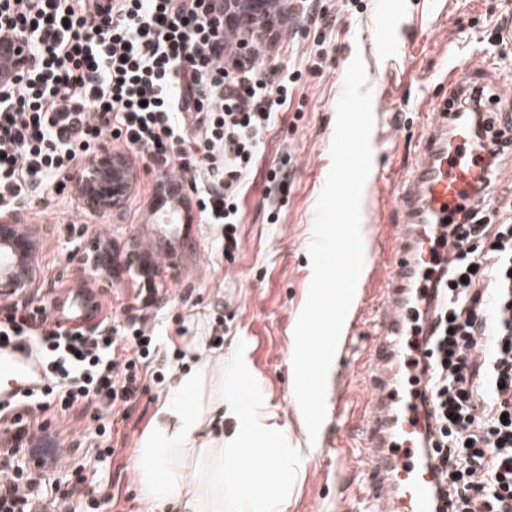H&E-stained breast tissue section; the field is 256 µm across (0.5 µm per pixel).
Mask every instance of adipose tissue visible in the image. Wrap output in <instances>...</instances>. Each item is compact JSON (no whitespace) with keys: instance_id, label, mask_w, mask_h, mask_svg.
I'll return each instance as SVG.
<instances>
[{"instance_id":"obj_1","label":"adipose tissue","mask_w":512,"mask_h":512,"mask_svg":"<svg viewBox=\"0 0 512 512\" xmlns=\"http://www.w3.org/2000/svg\"><path fill=\"white\" fill-rule=\"evenodd\" d=\"M250 371L245 354H237L228 367L234 390L209 403L203 400L207 362H195L172 378L137 458L136 482L146 512H160L170 504L179 512H286L288 496L312 451L289 447L287 435L268 424L262 401L249 385ZM221 417L232 420L231 432L213 430ZM246 433L267 446L274 463L269 490L262 495L249 490V475L241 466Z\"/></svg>"}]
</instances>
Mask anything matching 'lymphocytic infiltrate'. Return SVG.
I'll use <instances>...</instances> for the list:
<instances>
[{
	"label": "lymphocytic infiltrate",
	"mask_w": 512,
	"mask_h": 512,
	"mask_svg": "<svg viewBox=\"0 0 512 512\" xmlns=\"http://www.w3.org/2000/svg\"><path fill=\"white\" fill-rule=\"evenodd\" d=\"M22 36L34 68L0 99V204L65 185L101 142L144 150L190 178L196 205L238 247L240 198L263 138L301 68L268 63L272 32L238 64L224 0H0V32ZM459 205L437 239L435 336L415 360L433 408L421 452L437 462V512H512V219ZM0 337L33 349L42 397L122 415L145 393L157 353L149 315L94 336L51 330L5 306ZM0 448V512H50L41 478Z\"/></svg>",
	"instance_id": "1"
}]
</instances>
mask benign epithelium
<instances>
[{"label":"benign epithelium","instance_id":"obj_1","mask_svg":"<svg viewBox=\"0 0 512 512\" xmlns=\"http://www.w3.org/2000/svg\"><path fill=\"white\" fill-rule=\"evenodd\" d=\"M276 21L271 0H224V27L238 35L239 59L245 63L251 53L249 36L272 27ZM12 68L0 72V86L14 80L20 72L34 67V61L22 50L23 39L11 41ZM135 170L128 159L106 147L99 149L78 169L73 190L86 210L107 216L121 210L126 197L133 191ZM90 274L106 273L115 277L120 266L112 257V242L98 240L95 250L85 254ZM36 248L26 225L21 223L19 206H0V292L11 295L18 303L26 304L38 280Z\"/></svg>","mask_w":512,"mask_h":512}]
</instances>
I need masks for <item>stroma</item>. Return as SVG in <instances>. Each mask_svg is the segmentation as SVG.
<instances>
[{
	"mask_svg": "<svg viewBox=\"0 0 512 512\" xmlns=\"http://www.w3.org/2000/svg\"><path fill=\"white\" fill-rule=\"evenodd\" d=\"M392 2L389 33L401 46L396 54L381 49L373 37L379 0H313L314 12L335 21L319 68L308 60L319 49V33L309 17L296 12L278 26L282 63L303 65L304 71L246 180L239 246L233 260H226L219 228L205 221L194 193L186 192L188 224L177 236L188 245L173 266L159 272L160 291L151 308L158 359L147 366L148 391L133 404L127 423L100 433L98 405L65 410L54 404L46 411L20 405L18 411L33 421L20 460L33 472L39 460L57 459V466L41 472L49 496L57 500V512H141L135 478L139 442L169 382L185 368L188 347H196L199 357L216 360L231 356L241 344L254 372L252 387L261 394L271 422L287 430L291 447L315 446L287 512H359L354 494L344 493L342 486L356 484L364 467L355 419L371 397L366 369L373 318L367 309L384 295L383 274H374L356 290L352 311L359 316L357 326L327 376L345 415L327 421L317 438L308 436L288 359L313 277L308 246L331 167L334 119L347 69L354 54H361L372 92V172L396 180L418 160L425 111L432 102L447 99L450 72L491 91L512 88V0ZM133 163L137 182L120 216L80 219L72 189L55 185L23 206L24 223L43 243L38 257L41 282L32 307H46L48 316H55L52 299L89 275L83 248L94 237L112 240L121 253L135 242L161 171L138 155ZM276 167L288 171L290 187L273 217L263 191L266 173ZM139 288L137 274L126 270L99 289V318L105 327L137 314ZM218 317L223 320L219 341L212 332ZM15 412H0V426L12 421Z\"/></svg>",
	"mask_w": 512,
	"mask_h": 512,
	"instance_id": "obj_1",
	"label": "stroma"
}]
</instances>
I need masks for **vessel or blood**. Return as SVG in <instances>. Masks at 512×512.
<instances>
[{
	"mask_svg": "<svg viewBox=\"0 0 512 512\" xmlns=\"http://www.w3.org/2000/svg\"><path fill=\"white\" fill-rule=\"evenodd\" d=\"M466 83L449 90L435 103L419 161L402 180L393 205L402 219L394 238L396 257L387 271L389 288L376 313L375 342L369 354L368 383L372 396L360 419L366 451V479L358 497L365 512H435L433 487L437 480L433 458L421 457L417 439L425 429L424 412L408 407L404 370L409 356L404 345L414 318L412 300L422 302L424 329L432 331L435 291L420 278L430 242L439 236L448 214L482 180L486 153L470 136L462 119L461 99ZM492 131L512 138V91L486 98ZM139 249L150 272L167 265L170 249L154 233L158 224H179L182 211L171 204L157 207ZM40 374L38 363L14 347H0V400L8 401L13 385H31Z\"/></svg>",
	"mask_w": 512,
	"mask_h": 512,
	"instance_id": "b4317fda",
	"label": "vessel or blood"
}]
</instances>
